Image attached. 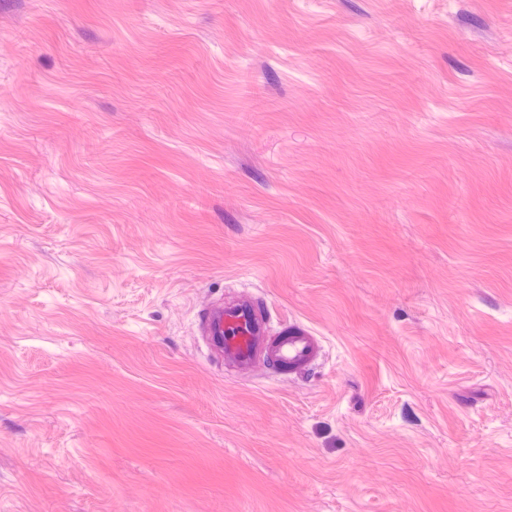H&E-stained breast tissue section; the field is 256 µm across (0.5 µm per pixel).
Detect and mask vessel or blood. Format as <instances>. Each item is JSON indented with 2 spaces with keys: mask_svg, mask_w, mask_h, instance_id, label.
<instances>
[{
  "mask_svg": "<svg viewBox=\"0 0 512 512\" xmlns=\"http://www.w3.org/2000/svg\"><path fill=\"white\" fill-rule=\"evenodd\" d=\"M203 342L215 360L248 374L262 368L301 373L315 365L323 354V341L300 323L272 332L264 308L242 295L231 304L216 302L202 316Z\"/></svg>",
  "mask_w": 512,
  "mask_h": 512,
  "instance_id": "1",
  "label": "vessel or blood"
}]
</instances>
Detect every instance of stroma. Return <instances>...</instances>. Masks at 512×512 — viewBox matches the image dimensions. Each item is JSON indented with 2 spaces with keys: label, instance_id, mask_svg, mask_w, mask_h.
Returning a JSON list of instances; mask_svg holds the SVG:
<instances>
[{
  "label": "stroma",
  "instance_id": "obj_1",
  "mask_svg": "<svg viewBox=\"0 0 512 512\" xmlns=\"http://www.w3.org/2000/svg\"><path fill=\"white\" fill-rule=\"evenodd\" d=\"M0 512H512V0H0ZM203 342L210 356L248 374L262 368L302 373L323 354V341L300 323L271 332L264 308L247 293L231 304L207 307L202 316Z\"/></svg>",
  "mask_w": 512,
  "mask_h": 512
}]
</instances>
